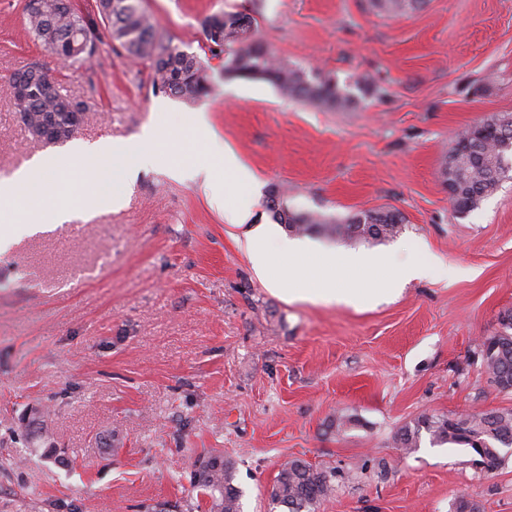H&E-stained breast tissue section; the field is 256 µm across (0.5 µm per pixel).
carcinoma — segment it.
<instances>
[{"label":"carcinoma","mask_w":512,"mask_h":512,"mask_svg":"<svg viewBox=\"0 0 512 512\" xmlns=\"http://www.w3.org/2000/svg\"><path fill=\"white\" fill-rule=\"evenodd\" d=\"M424 0H371L378 11L396 15L418 9ZM97 12L112 41L118 43L128 58L150 63L153 87L165 94L195 100L210 92L207 68L202 60L166 42L156 31L141 0H97ZM30 30L59 57L80 61L85 54L77 49L80 30L95 32L96 23L63 6V0H40V9L28 13ZM210 52L227 53L224 69H232L242 78L260 79L276 86L290 98L309 101L329 109H345L354 101V91L361 87L341 88L331 79L311 80L299 68L275 59L273 52L257 37L255 19L241 13H215L201 23ZM237 47L224 51V42ZM28 130L42 139L60 133L54 142L69 139L79 126L82 115L74 112L71 99L57 91L43 93L34 85L23 99H15ZM460 139L468 142L470 152L448 161L446 175L459 187L453 203L459 214L467 213L493 193L508 176L502 160L512 162V119H491L481 127L468 129ZM267 209L277 223L295 234H321L354 242H383L402 232L403 216L397 210L363 211L336 224L319 212L294 210L280 195L269 197ZM485 367L501 391L512 390V313L501 320V330L486 338ZM49 411L33 407L28 426L35 428L47 451L57 452L47 427ZM427 433L433 446H467L476 454L475 464L489 473L504 459L502 449L512 447V410L469 414L458 419L423 416L405 425L396 435V445L410 454L420 447L421 433ZM235 462L224 451L213 448L198 458L190 473V484L205 498L207 512H241V492L234 484ZM336 470L318 467L305 459L291 457L279 469L269 491L270 512H312L335 490Z\"/></svg>","instance_id":"1"}]
</instances>
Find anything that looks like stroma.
I'll return each mask as SVG.
<instances>
[{
	"mask_svg": "<svg viewBox=\"0 0 512 512\" xmlns=\"http://www.w3.org/2000/svg\"><path fill=\"white\" fill-rule=\"evenodd\" d=\"M26 0H0V174L59 152L23 125L9 83L48 70L87 109L75 139L161 131L159 164L117 179L118 210L21 237L0 256V512H207L190 485L206 448L235 462L243 512H268L280 464L299 456L343 470L317 512H512V448L491 474L464 446L397 448L422 416L512 410L480 345L512 311V179L455 212L444 183L458 135L512 117V0H427L388 16L369 0H142L165 39L208 64L211 90L187 102L157 92L99 33L86 60L63 62L32 35ZM243 12L276 56L310 75L371 90L345 110L285 98L272 84L226 75L200 26ZM214 134L256 175L236 184L189 126ZM212 170L224 204L171 165ZM344 218L398 209L395 245L458 267L413 281L371 307L286 302L238 247L226 211L270 195ZM50 410L66 463L44 458L21 423ZM352 423L336 430L338 416Z\"/></svg>",
	"mask_w": 512,
	"mask_h": 512,
	"instance_id": "stroma-1",
	"label": "stroma"
}]
</instances>
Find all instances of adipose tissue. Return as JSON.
Masks as SVG:
<instances>
[{
    "label": "adipose tissue",
    "instance_id": "obj_1",
    "mask_svg": "<svg viewBox=\"0 0 512 512\" xmlns=\"http://www.w3.org/2000/svg\"><path fill=\"white\" fill-rule=\"evenodd\" d=\"M159 134L154 126L144 127L135 139L115 142L102 138L92 144L76 143L65 152L37 157L30 167L0 179L2 197H37L48 201L46 215L0 219V254H7L18 231H36L46 224H71L95 213L121 208L125 200L113 193L117 176L155 164ZM89 168L87 194L83 205L54 203L68 165ZM249 206H242L227 216L231 224L246 226L238 245L247 261L274 294L293 303L371 306L396 295L399 284L434 274L454 275V268L434 258L422 261L416 255L392 253L378 256L366 251L324 252L306 241L288 237L279 225L247 226ZM387 266L391 275L370 288H357L353 280L359 274Z\"/></svg>",
    "mask_w": 512,
    "mask_h": 512
}]
</instances>
